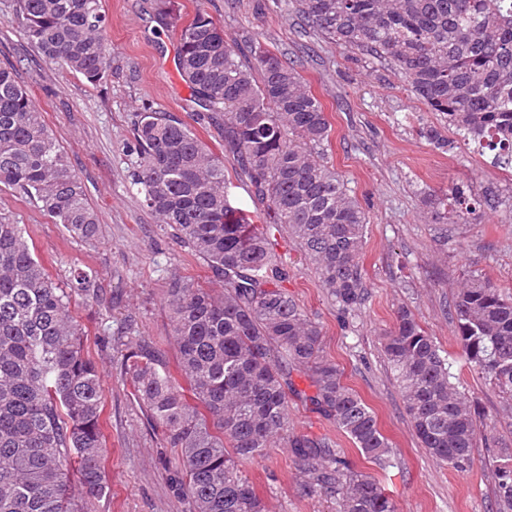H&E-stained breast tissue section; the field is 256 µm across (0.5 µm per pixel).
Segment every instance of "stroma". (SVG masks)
Returning a JSON list of instances; mask_svg holds the SVG:
<instances>
[{
	"mask_svg": "<svg viewBox=\"0 0 512 512\" xmlns=\"http://www.w3.org/2000/svg\"><path fill=\"white\" fill-rule=\"evenodd\" d=\"M0 0V65L13 64L47 126L56 134L81 179L102 228L92 244L72 237L17 190L0 187V218L25 225L35 257L53 281L68 287L75 269L97 275L96 298L76 296L72 311L85 354L100 372L102 429L109 448L102 471L105 491L84 512H188L175 487L177 454L165 445L138 400L124 355L148 343L169 372L176 351L164 297L172 275L204 286L221 282L201 259L187 254L161 227L132 184L134 112L150 106L178 116L216 153L231 175L233 206L254 207L248 178L224 149L219 124L198 120L192 92L179 76L177 39L156 10L157 0H102L112 68L97 85L47 61L21 32ZM183 19L207 11L239 45L259 41L294 61L331 124L323 146L347 182L369 224L361 264L364 300L341 313L311 260L287 230L271 239L284 276L279 289L322 329L321 350L343 382L375 412L390 446L382 466L357 448L309 403V378L293 372L288 421L295 432L326 437L343 448L352 467L373 476L397 512H512L498 488V449H512V404L466 363L450 309L465 272L475 271L512 295V173L492 167L472 148L444 152L425 136L445 128L405 87L387 61L330 43L284 8V0H174ZM484 206L481 221L439 223L425 199L454 186ZM409 309L454 364L479 412L473 463L464 472L436 462L422 448L405 411L381 342L399 308ZM265 512H336L334 497L313 491L287 446L243 463Z\"/></svg>",
	"mask_w": 512,
	"mask_h": 512,
	"instance_id": "35a3bbf8",
	"label": "stroma"
}]
</instances>
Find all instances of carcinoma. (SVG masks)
I'll return each mask as SVG.
<instances>
[{
    "label": "carcinoma",
    "mask_w": 512,
    "mask_h": 512,
    "mask_svg": "<svg viewBox=\"0 0 512 512\" xmlns=\"http://www.w3.org/2000/svg\"><path fill=\"white\" fill-rule=\"evenodd\" d=\"M308 25L343 49L389 61L431 112L490 165L512 171V0H287ZM27 38L91 85L111 64L102 0H12ZM179 40L176 68L199 116L221 125L224 148L249 178L261 210L230 205L224 161L170 112L134 116L133 184L158 222L189 254L224 278L216 292L173 277L164 304L191 397L142 344L127 370L176 449L177 490L192 512H263L241 463L286 438L313 487L339 512H397L371 478L354 471L327 438L288 432V376L307 373L308 400L362 454L382 463L388 442L363 400L321 355V327L275 282L283 275L268 230L283 224L315 264L338 307L362 303L367 215L317 151L331 125L295 64L260 46H233L203 10L182 22L158 0ZM0 185L16 188L80 240L101 228L79 177L11 65L0 66ZM438 219L480 218L461 186L433 195ZM22 224L0 220V512H79L101 495L108 454L101 381L82 352L70 294L31 252ZM95 277L74 275L73 292L95 294ZM451 318L471 367L512 401V297L466 275ZM383 353L422 447L441 464L468 468L477 419L440 346L401 308ZM512 509V466L499 467Z\"/></svg>",
    "instance_id": "1"
}]
</instances>
